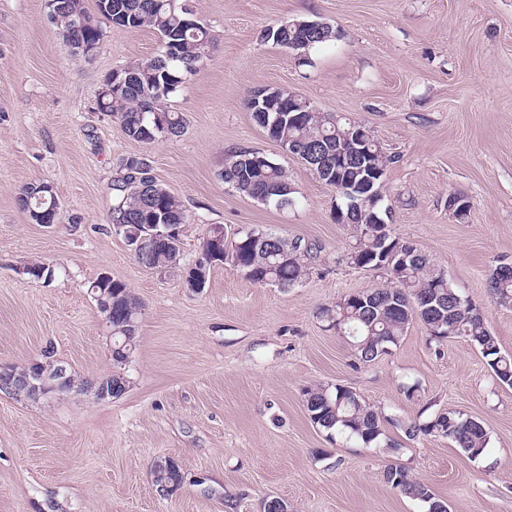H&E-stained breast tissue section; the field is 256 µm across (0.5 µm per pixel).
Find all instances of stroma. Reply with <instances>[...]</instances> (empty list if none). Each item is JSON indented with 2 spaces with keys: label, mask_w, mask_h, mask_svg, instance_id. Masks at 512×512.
I'll use <instances>...</instances> for the list:
<instances>
[{
  "label": "stroma",
  "mask_w": 512,
  "mask_h": 512,
  "mask_svg": "<svg viewBox=\"0 0 512 512\" xmlns=\"http://www.w3.org/2000/svg\"><path fill=\"white\" fill-rule=\"evenodd\" d=\"M214 42L166 102L184 133L144 144L98 112L113 69L156 55L151 29L106 27L93 56L70 54L45 0H0V364L45 356L76 379L122 375L118 398L37 400L0 390V512H424L387 484L397 463L449 512H512V387L477 348L428 344L420 323L389 353L362 363L329 330L322 307L377 283L348 259L352 231L338 200L252 119L246 98L285 88L321 111L362 121L398 160L382 206L397 237L416 244L449 285L483 309L512 354V307L496 305L492 270L512 264V0H187ZM317 19L334 41L297 52L261 41L284 21ZM263 152L284 167L297 203L276 209L220 179L224 155ZM140 156L182 204L181 264L196 261L211 225L272 231L311 245L310 273L292 288L258 285L232 261L205 288L141 267L109 221L120 162ZM53 186L56 224L18 205L29 183ZM465 196L457 220L448 197ZM39 260L49 281L22 275ZM122 281L141 305L137 345L114 364L87 282ZM342 384L388 416L364 445L313 424L304 388ZM452 408L481 421L482 459L448 439L407 438L403 425ZM178 460L184 483L157 491L155 459Z\"/></svg>",
  "instance_id": "35a3bbf8"
}]
</instances>
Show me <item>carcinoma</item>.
I'll return each mask as SVG.
<instances>
[{
	"label": "carcinoma",
	"mask_w": 512,
	"mask_h": 512,
	"mask_svg": "<svg viewBox=\"0 0 512 512\" xmlns=\"http://www.w3.org/2000/svg\"><path fill=\"white\" fill-rule=\"evenodd\" d=\"M97 12L110 25L126 29L150 28L161 39V49L153 57L128 63L119 68L122 83L112 89L107 110L119 120L131 139L151 144L160 138L177 136L184 131V118L166 106L168 98L196 71V64L208 53L212 36L200 23L188 27L184 20L194 11L182 0H96ZM52 21L62 38L74 33L83 40L100 45L105 38L102 26L86 13L82 0H58ZM90 23L88 28L76 24ZM336 38V31L321 23L307 31L283 22L265 28L261 39L280 47L307 52ZM178 43V56H166L167 44ZM311 111L297 117L283 112L279 121L266 127L262 113L252 117L266 130L269 138L298 158L308 153L313 161L310 171L325 186L336 191L341 200L343 215L353 227L354 244L349 252L351 264L370 268L378 261L383 246L394 236L383 237L381 228L372 223L373 214H383L381 206L370 207V202L359 197L350 198L339 187L336 179L338 153L351 152L352 130L356 120L331 112H322L309 105ZM395 157L378 147L373 157L374 168L380 178L374 187H380L387 168ZM149 165L140 157L122 159L118 176L112 180L113 224H183L186 215L180 202L155 179H139L134 173ZM220 178L237 193L263 205L281 209L295 204V189L288 172L267 155L255 150H235L224 156ZM18 203L27 213L58 209L57 202L42 183H30L21 188ZM310 247L295 241L288 243L266 230L236 232L224 256L231 257L252 282L290 288L302 282L309 268L304 257ZM179 248L165 247L149 255L136 256L137 262L149 270L169 272L178 269ZM105 288L112 292V305L125 313V318L112 320V344L125 342L128 327L138 329L140 305L127 285L110 279ZM492 297L501 305H512V275L499 273L489 278ZM362 299L346 297L332 308L325 307L321 315L333 328H341L348 338L356 358L371 362L381 355V348L396 346L409 326L420 322L427 341L445 340L439 322L453 321V336L477 347L486 359L494 377L512 387V355L501 352L496 336L486 319L477 314L470 301H459L441 268L421 250H416L407 272H384V280L361 291ZM132 318L130 325L126 319ZM304 402L311 421L317 426L354 438L365 445L377 444L384 436V417L373 406L350 388L336 384L309 386L303 391ZM413 439L419 434L442 437L452 441L471 460L482 458L487 451L489 434L477 419L463 417V413L448 408L434 413L424 422H414L406 428ZM386 483L406 496L418 500L426 508L441 502L430 487L414 478L398 464L386 466Z\"/></svg>",
	"instance_id": "carcinoma-1"
}]
</instances>
